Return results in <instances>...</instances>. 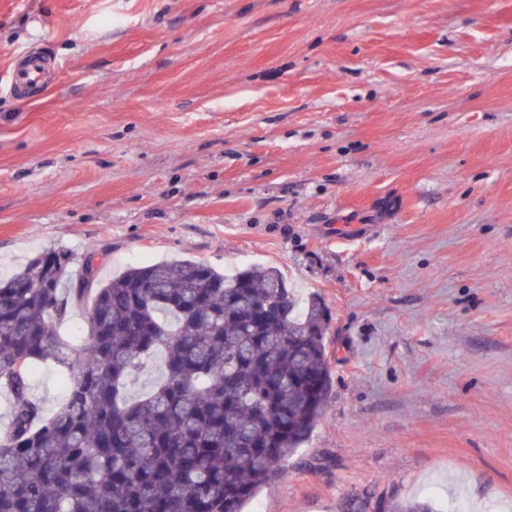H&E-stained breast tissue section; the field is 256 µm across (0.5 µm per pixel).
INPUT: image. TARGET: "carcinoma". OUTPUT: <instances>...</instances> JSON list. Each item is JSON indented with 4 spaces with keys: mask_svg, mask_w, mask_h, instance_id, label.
<instances>
[{
    "mask_svg": "<svg viewBox=\"0 0 512 512\" xmlns=\"http://www.w3.org/2000/svg\"><path fill=\"white\" fill-rule=\"evenodd\" d=\"M92 257L46 250L0 281V512H241L326 412L327 309L268 265L161 261L103 283ZM80 305L75 343L60 326ZM158 353L161 377L131 394ZM40 366L67 377L50 415Z\"/></svg>",
    "mask_w": 512,
    "mask_h": 512,
    "instance_id": "carcinoma-1",
    "label": "carcinoma"
}]
</instances>
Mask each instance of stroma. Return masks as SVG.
<instances>
[{
	"label": "stroma",
	"mask_w": 512,
	"mask_h": 512,
	"mask_svg": "<svg viewBox=\"0 0 512 512\" xmlns=\"http://www.w3.org/2000/svg\"><path fill=\"white\" fill-rule=\"evenodd\" d=\"M46 249L330 309L328 411L243 512H512V0H0V277ZM51 63L41 52L27 50L14 57L9 91L21 101L38 96L50 83Z\"/></svg>",
	"instance_id": "1"
}]
</instances>
